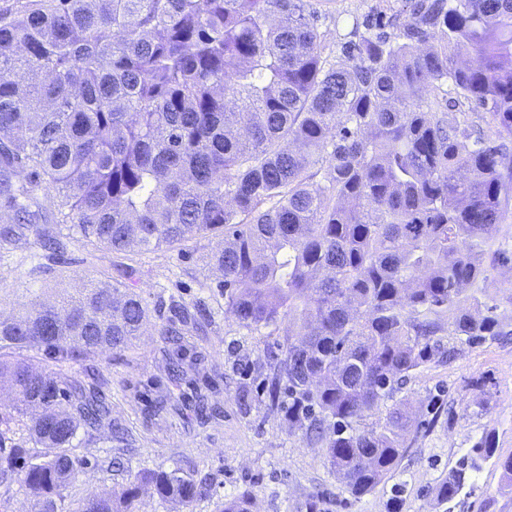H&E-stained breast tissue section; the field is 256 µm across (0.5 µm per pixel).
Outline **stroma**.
<instances>
[{"label":"stroma","mask_w":512,"mask_h":512,"mask_svg":"<svg viewBox=\"0 0 512 512\" xmlns=\"http://www.w3.org/2000/svg\"><path fill=\"white\" fill-rule=\"evenodd\" d=\"M321 14L319 30L325 43L336 46L354 19L368 15L377 0H313ZM215 238L195 235L174 248L145 253H114L73 238L64 256L52 258L34 239L0 248V315L11 314L29 288L26 272L31 262L52 268L42 282L46 288H77L90 280L118 277L133 267L134 289L146 300L165 292L191 305L202 300L213 307L215 323L194 345L203 357L205 372L191 382L173 383L165 371L164 344L156 331L138 337L132 348L106 352L91 363L112 404V415L127 425L134 437L125 449L130 472L181 466L206 479L209 491L196 501L193 512H222L226 493L250 488L252 512H306L315 492L334 498L333 512H388L392 495H399L403 512H436L435 488L447 477L457 459L486 431L496 433L500 459L512 456V339L463 346L452 363L436 365L416 374L396 393L417 416H425L434 395L450 406L431 431L407 448L395 476L373 491L352 497L332 474L322 448L308 443L289 428L284 411L272 410L262 390L258 358L274 342L270 336L235 334L224 317V299L216 286V273L204 261ZM250 394L241 405V391ZM216 400L221 417L201 425L187 405L194 393ZM159 400L184 404L182 414H152ZM109 429L82 445L79 455L89 463L65 496L77 501L89 493L110 492L118 482L108 468L114 453ZM495 505L484 510L486 497ZM449 512H512V489L506 488L498 463L480 473L474 493L448 504Z\"/></svg>","instance_id":"obj_1"}]
</instances>
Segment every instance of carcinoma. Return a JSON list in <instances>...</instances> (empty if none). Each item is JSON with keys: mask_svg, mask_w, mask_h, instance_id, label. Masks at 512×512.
Listing matches in <instances>:
<instances>
[{"mask_svg": "<svg viewBox=\"0 0 512 512\" xmlns=\"http://www.w3.org/2000/svg\"><path fill=\"white\" fill-rule=\"evenodd\" d=\"M378 3L325 54L308 0H13L0 9V244L34 234L62 253L71 234L114 252L218 239L224 314L282 333L266 352L269 407L288 394L290 426L321 445L358 498L393 477L404 436L424 423L380 409L413 375L512 330L480 296L512 262V0ZM125 280L90 281L54 301L38 289L0 318V512L18 483L37 512H139L143 486L188 509L204 479L145 469L112 496L65 503L82 472V434L112 429V405L63 366L124 351L165 319L169 373L187 376L202 329L164 317ZM375 421L366 423L369 418ZM19 427L33 447L14 442ZM493 432L436 489L472 493L495 457ZM249 489L222 512H251Z\"/></svg>", "mask_w": 512, "mask_h": 512, "instance_id": "carcinoma-1", "label": "carcinoma"}]
</instances>
